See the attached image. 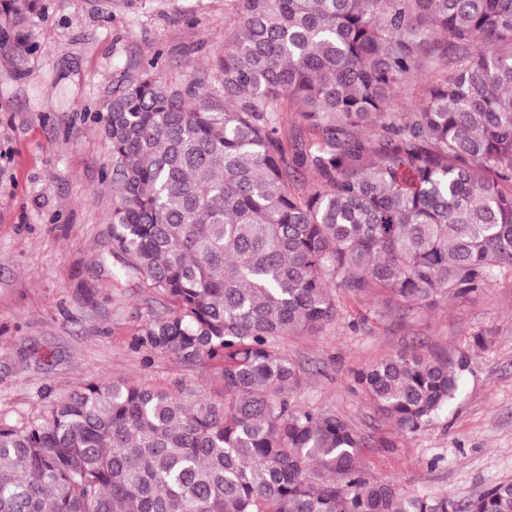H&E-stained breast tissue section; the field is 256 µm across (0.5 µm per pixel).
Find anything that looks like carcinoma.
I'll return each instance as SVG.
<instances>
[{
  "label": "carcinoma",
  "instance_id": "1",
  "mask_svg": "<svg viewBox=\"0 0 512 512\" xmlns=\"http://www.w3.org/2000/svg\"><path fill=\"white\" fill-rule=\"evenodd\" d=\"M231 2L213 72L180 86L151 64L95 115L113 276L167 299L147 345L217 369L224 401L95 379L0 422V512H512V482L461 503L373 477L349 421L292 405L303 372L275 350L332 323L340 290L431 308L512 270V0ZM39 9L0 0L18 67ZM431 61L421 106L389 111ZM356 382L403 433L459 389L416 352Z\"/></svg>",
  "mask_w": 512,
  "mask_h": 512
}]
</instances>
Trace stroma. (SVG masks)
I'll use <instances>...</instances> for the list:
<instances>
[{
    "label": "stroma",
    "instance_id": "obj_1",
    "mask_svg": "<svg viewBox=\"0 0 512 512\" xmlns=\"http://www.w3.org/2000/svg\"><path fill=\"white\" fill-rule=\"evenodd\" d=\"M23 68L0 53V421L18 422L93 378L162 388L183 402L221 399L216 369L141 346L168 304L112 276V152L92 120L124 77L157 61L185 85L224 52L227 0H41ZM489 336L473 349L475 334ZM307 372L296 405L333 409L371 444L361 463L411 494L464 502L512 482V274L467 300L430 308L341 300L314 335L281 339ZM415 351L448 360L456 399L400 433L356 384L358 371ZM396 444L381 449L382 441Z\"/></svg>",
    "mask_w": 512,
    "mask_h": 512
}]
</instances>
